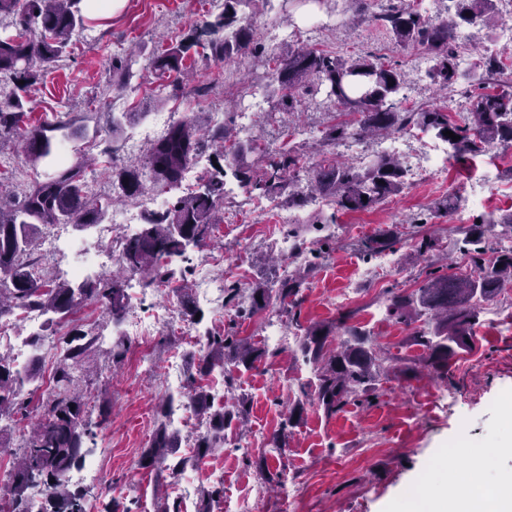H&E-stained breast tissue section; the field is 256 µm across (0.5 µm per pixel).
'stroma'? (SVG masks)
<instances>
[{
	"instance_id": "obj_1",
	"label": "stroma",
	"mask_w": 512,
	"mask_h": 512,
	"mask_svg": "<svg viewBox=\"0 0 512 512\" xmlns=\"http://www.w3.org/2000/svg\"><path fill=\"white\" fill-rule=\"evenodd\" d=\"M386 6L387 0H258L245 9L243 17L253 29L255 43L263 45V55L254 58L245 53L222 64L202 53H190L185 61L188 78L174 94L156 86L150 54L214 19L208 0H120L113 9L93 8L63 61L32 89L25 106V124L31 127L69 114H90L87 132L59 141L56 150L69 164L78 153L90 157L85 179L94 194L110 201L107 216L112 219L128 208L148 206L154 195L170 204L189 192L183 185L162 193L148 181L139 197L114 198L113 171L140 164L145 152L131 150L130 143L151 125L157 113L170 114L175 121L193 119L204 131L213 126V114L219 111L225 125L235 127L237 113L252 103L253 85L272 72L279 57L300 45L345 58L374 53L404 71L405 107L445 106L452 112L466 111L465 81H458L449 93L439 92L427 75L428 52L419 46L398 47L384 29L371 22V15ZM311 17L320 19V27L311 34L302 32V25ZM293 27L298 30L296 36L266 44L267 29ZM106 42L125 50L144 49L142 69L125 91L113 90L109 84L107 59L101 51ZM119 112H138L142 118L138 124L124 126L112 145H104L92 130L108 127L112 114ZM338 117L337 108L323 95L305 94L293 118L262 106L249 138L270 148L296 147L311 170L325 159L347 160L345 146L322 154L316 148L322 130ZM470 170V163L448 158L443 180L406 183L399 195L379 206L339 214L331 230L315 226L317 220L330 215L327 206H292L284 197L259 203L246 193L225 197L221 212L235 216L232 230L214 225L209 238L188 248L185 258L172 262L176 272L185 273L188 284L210 277L249 291L259 276L258 257L278 253L281 237L291 233L318 256L301 292L298 318H290L286 310L277 307L250 316L240 313L238 301L227 299L218 307L202 304V328L230 329L264 348L268 345L267 322H277L288 335L296 336L301 327L334 322L341 311L351 310L355 323L392 356L393 368L370 400L347 405L329 417L314 399L303 398L300 387L313 373L299 369L292 349L266 357L256 368L236 375V392L247 400V422L225 430V437L235 439V446L223 447L177 477L162 480L155 472L140 468L138 461L162 420L160 411L166 399L184 393L183 387L168 386L164 374L175 356L181 376H188L186 353L193 343L187 334L192 324L181 320L157 325L147 348L130 342L125 358L116 365L105 353L95 351L96 368L83 376L81 388L84 417L95 429L86 446L96 455L97 467L84 479L69 483L71 489L86 492L88 512H100L97 494L104 482L111 483L113 496L129 503L132 512H154L159 492L170 500L178 498L182 482L192 483L198 492L189 505L190 512L204 507L222 512L225 503L257 493L262 496L263 512H282L279 482L285 476L301 491L295 512H385L415 481L429 484L437 480L435 452L459 438L469 447L491 449L494 467L485 473L488 484L511 473L512 455L498 450L497 445L512 440V424L506 423L501 413L503 401L512 398V331L498 325L488 313H481L472 349L459 351L444 375L420 366L424 350L411 343L412 328L390 320L384 302L386 289L409 292L418 288L428 266L442 269L452 265L463 236L455 232L447 217L433 214L432 207L468 181ZM283 215L295 216V223H280ZM415 216L424 217L425 222L414 230L409 221ZM392 228L401 233L394 264L386 276L379 277L371 272L373 260L363 257L357 244ZM429 234L445 243L430 257L417 251L419 236ZM75 328L113 340L123 326L88 302L70 321H43L32 353L43 355L49 345L61 349ZM142 353L147 354L149 366H138ZM297 403L304 411L299 423L289 429L284 450H257L248 455L239 450L242 442L271 441L289 408ZM247 457L252 460L248 466L243 463ZM216 488L222 489V500L204 504L202 491Z\"/></svg>"
}]
</instances>
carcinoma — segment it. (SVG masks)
<instances>
[{
    "instance_id": "1",
    "label": "carcinoma",
    "mask_w": 512,
    "mask_h": 512,
    "mask_svg": "<svg viewBox=\"0 0 512 512\" xmlns=\"http://www.w3.org/2000/svg\"><path fill=\"white\" fill-rule=\"evenodd\" d=\"M85 0H0V23L15 29L13 34L0 35V151L8 143L19 150L25 160L37 166L55 157L57 138L73 135V121L59 120L53 124L34 126L24 132L20 123L31 88L45 71L57 66L69 47L74 32L84 27ZM258 0H224V9L214 20L151 58V68L159 79L185 69V59L193 48L210 51L216 61L232 59L249 48L253 38L250 25L243 23V9ZM454 16L434 21L424 16L415 3L394 0L387 9L373 16L374 22L387 31L402 48L422 46L431 52L433 66L428 76L439 90L453 87L460 78L456 62L454 29L461 24L481 21L484 26L498 19L494 0H451ZM102 50L112 71V83L126 88L134 77L139 54L117 52L108 44ZM473 80L469 91L467 118L460 124L441 109L401 108L400 95L405 85L404 73L386 64L371 53L355 58L332 56L322 51L296 48L271 80L278 83L279 104L292 111L298 104L296 92L317 93L326 88V98L350 117L333 125L321 139L326 145L362 141L382 134H393L416 128L432 133L448 143L456 156L483 153L492 145L512 146V75L505 72L493 57L483 56L469 70ZM496 80L502 90L486 91V84ZM451 131L460 136L454 141L444 135ZM213 140L220 141L215 151L211 177L197 191L177 199L162 212H151L142 231L128 241L122 251V266L139 272L146 286L170 284L174 272L168 261L185 257L183 242L203 239L220 221L218 206L224 199V178L237 180L258 200L288 194V204L302 205L306 198L292 190L301 181L300 156L293 149L268 151L256 144L231 146L224 152L225 128L213 129ZM202 144L198 128L190 119L171 124L154 141L145 160L137 166L123 168L113 174L114 185L123 197L141 194L145 176L161 188L180 185L185 168L197 158ZM257 153L255 161L246 154ZM227 160V165L220 160ZM87 160L57 166L42 182L21 188L18 203L0 201V273L10 285L0 289V318L17 308L52 313L67 320L87 300L105 305L108 317L119 321L127 308V296L117 279L112 287L100 290L92 282L79 288L67 282L43 279L37 272L39 259L34 257L41 228L54 224L86 227L105 218L107 205L88 192L85 182ZM405 171L400 162L387 154L378 155L363 167L351 163H332L317 168L307 179L309 193L327 198L336 212L326 219L334 224L338 212L366 211L400 193ZM367 200H362V197ZM512 236V213L499 221L473 224L468 227L465 243L472 270L466 274H438L430 271L419 288L406 293L386 290L387 313L407 326L423 316L435 320L434 329L414 331L415 344L425 348L423 363L434 369H448L458 351L470 346L472 330L482 303L499 295L505 285L512 284V249L488 250L500 236ZM396 235L379 233L358 244L365 256L393 249ZM303 280L286 277L278 287L258 284L247 295L248 313L263 312L275 304L299 305ZM182 314L192 323L198 322V309L187 284L175 288ZM353 313L345 312L336 325L308 326L299 336L295 353L315 372V396L325 414L331 416L350 403L373 396L381 375L387 373L383 358L370 337L355 325L348 324ZM345 335L339 347L329 348L331 333ZM198 343L204 354L190 374L191 389L185 395L187 406L205 419L207 432L200 436L196 452L190 457L176 458L178 435L161 425L149 448L145 449L140 466L158 473L166 470L176 476L186 466H194L224 441V429L245 413L246 401L240 399L234 408L213 401L200 384L202 378L218 369L224 373L225 385L233 389V369L249 370L266 356L245 339L230 332L214 334L207 330ZM100 347L98 335L74 329L71 338L58 353L54 391L43 404L42 416L31 424L22 451L17 457L11 489L10 512H86L85 493L70 489L65 475L79 466L85 456V441L91 436L84 421V394L74 382L71 371L84 367L92 352ZM38 374L34 360L22 370L0 352V417L12 415L25 406L21 398L24 380ZM43 486L46 504H36L28 495L31 488Z\"/></svg>"
}]
</instances>
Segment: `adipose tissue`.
Masks as SVG:
<instances>
[{
  "label": "adipose tissue",
  "instance_id": "ef3b65f1",
  "mask_svg": "<svg viewBox=\"0 0 512 512\" xmlns=\"http://www.w3.org/2000/svg\"><path fill=\"white\" fill-rule=\"evenodd\" d=\"M456 453L469 460L464 475L453 474L422 488L419 496L408 503H390L386 512H468L467 489L481 482L483 457L480 452L467 447L457 448Z\"/></svg>",
  "mask_w": 512,
  "mask_h": 512
}]
</instances>
